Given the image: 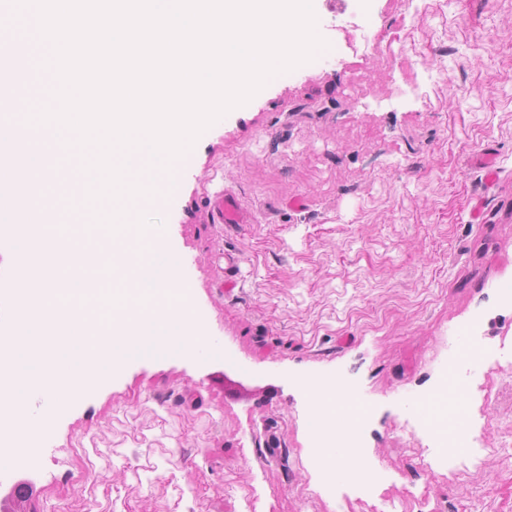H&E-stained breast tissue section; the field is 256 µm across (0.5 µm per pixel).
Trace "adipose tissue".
I'll return each mask as SVG.
<instances>
[{
	"label": "adipose tissue",
	"instance_id": "ef3b65f1",
	"mask_svg": "<svg viewBox=\"0 0 512 512\" xmlns=\"http://www.w3.org/2000/svg\"><path fill=\"white\" fill-rule=\"evenodd\" d=\"M302 389L310 404L306 430L325 487L339 481L374 482L373 469L350 446L366 408L359 391L332 374L304 381Z\"/></svg>",
	"mask_w": 512,
	"mask_h": 512
}]
</instances>
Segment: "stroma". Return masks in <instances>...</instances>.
<instances>
[{"instance_id": "stroma-1", "label": "stroma", "mask_w": 512, "mask_h": 512, "mask_svg": "<svg viewBox=\"0 0 512 512\" xmlns=\"http://www.w3.org/2000/svg\"><path fill=\"white\" fill-rule=\"evenodd\" d=\"M313 9L328 49L202 133L158 214L234 363L132 365L63 411L0 470L36 512H512V0ZM223 189L245 223H214ZM472 327L486 360L453 377ZM328 370L368 402L364 495L314 471L296 380ZM456 430L478 465L438 460Z\"/></svg>"}]
</instances>
